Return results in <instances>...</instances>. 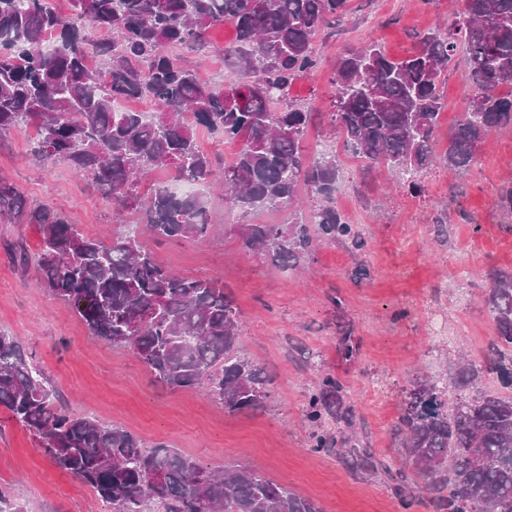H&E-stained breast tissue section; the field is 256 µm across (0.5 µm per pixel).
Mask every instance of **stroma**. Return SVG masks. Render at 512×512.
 Listing matches in <instances>:
<instances>
[{"label":"stroma","mask_w":512,"mask_h":512,"mask_svg":"<svg viewBox=\"0 0 512 512\" xmlns=\"http://www.w3.org/2000/svg\"><path fill=\"white\" fill-rule=\"evenodd\" d=\"M458 7L459 0H432L422 8L416 0H349L335 32L317 39L322 68L291 91L317 114L307 146L333 134L326 117L328 78L340 53L376 41L391 57H404L414 31L429 22L453 23ZM36 136L31 123L0 137V177L93 238L110 240L116 225L136 222V214L119 211L67 163L35 162L30 148ZM337 161L348 194L334 202L363 246L320 244L307 272L246 251L237 215L225 212L223 196L211 189L205 196L214 226L206 237L149 242L161 264L185 276L217 279L232 291L242 349L274 380L262 412L227 413L204 393L155 384L132 350L91 336L71 306L40 288L35 266H18L13 245L30 255L40 248L34 224L0 221V329L35 353L70 411L121 425L145 447L164 442L211 467H260L324 512H432L418 502L404 507L394 491L404 468L396 430L415 374L443 379L452 402L502 390L489 376L458 386L456 373L460 354L480 363L496 334L484 301L488 273L512 272V213L499 206L500 189L512 184V130L490 133L469 172L431 167L418 195L403 188L397 173L352 153L339 151ZM440 215L447 227L442 236L434 224ZM346 330L359 346L350 362L337 352ZM321 368L342 382L361 447L387 463L388 472L369 474L336 456L309 452L302 414ZM0 489L24 512H112L108 502L57 469L38 440L2 410Z\"/></svg>","instance_id":"obj_1"}]
</instances>
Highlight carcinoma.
I'll use <instances>...</instances> for the list:
<instances>
[{
  "label": "carcinoma",
  "instance_id": "obj_1",
  "mask_svg": "<svg viewBox=\"0 0 512 512\" xmlns=\"http://www.w3.org/2000/svg\"><path fill=\"white\" fill-rule=\"evenodd\" d=\"M65 18L45 0H0V136L35 122L31 155L61 159L89 176L120 208L143 213L145 227L117 225L108 244L84 235L60 211L28 205L0 178V219L37 224L39 284L71 305L91 336L126 347L154 381L172 390L202 389L229 413L266 407L272 380L242 354L241 314L231 294L211 278L180 276L158 263L143 231L170 240L201 238L211 228L207 201L165 185L146 201L139 182L156 170L210 184L222 173L224 209L246 217L289 206L299 186L318 198L290 224H239L250 253L297 270L323 242L359 244V234L332 204L336 153L305 155L315 113L290 96L293 83L315 71L318 33L336 26L348 0H70ZM232 22L236 41L224 59L238 78L206 83L183 54L210 52V31ZM94 29L99 37L88 36ZM55 48L44 50L46 36ZM466 53V102L438 149L441 77L459 48ZM99 57L110 82L87 64ZM329 124L344 149L399 173L411 193L436 163L465 171L489 133L512 127V0H462L456 22L416 33L404 58L378 43L345 52L330 79ZM146 100L153 118L118 111L120 101ZM220 133L239 148L217 169L197 142L198 131ZM485 303L496 326L484 364L458 370L467 386L479 371L512 386V273L488 274ZM346 332L338 353L356 358ZM340 380L328 373L310 395L304 417L310 451L351 455L348 437L323 429L354 425ZM400 417L404 463L416 480L400 479L402 504L427 502L434 512H512V396L483 394L448 406L447 388L421 375L409 383ZM39 439L52 464L80 480L112 512H323L311 499L258 469L213 470L197 458L142 441L118 424L67 412L54 386L20 338L0 330V409ZM355 455V454H353ZM366 472L389 471L370 453L355 455Z\"/></svg>",
  "mask_w": 512,
  "mask_h": 512
}]
</instances>
